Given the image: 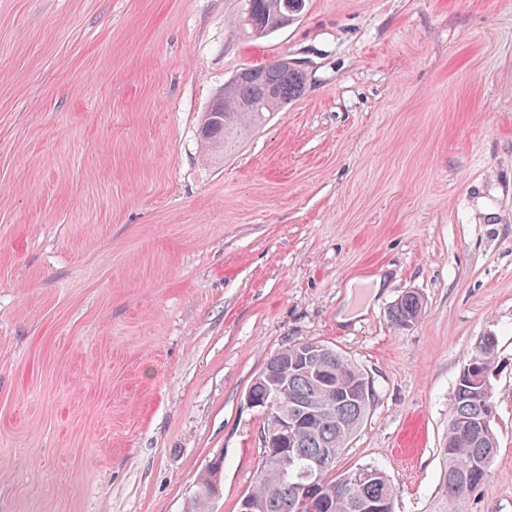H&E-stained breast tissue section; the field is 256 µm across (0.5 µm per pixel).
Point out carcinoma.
<instances>
[{"label":"carcinoma","mask_w":512,"mask_h":512,"mask_svg":"<svg viewBox=\"0 0 512 512\" xmlns=\"http://www.w3.org/2000/svg\"><path fill=\"white\" fill-rule=\"evenodd\" d=\"M305 0H245L241 23L255 38L282 29L285 17H294ZM307 76L282 57L260 67L239 71L224 85V91L205 112L199 138L211 149H224L230 138L266 120L273 112L304 95ZM423 303L412 295L401 296L388 312L398 330L415 325L422 317ZM495 338L484 336L469 360L492 365ZM301 350L288 346L278 351L288 361L283 373L288 393V415L297 423L293 448L285 456L265 447L255 481L248 491L251 512H306L296 499V485L310 460L329 452L339 455L365 419L371 402L351 397H331L324 393L315 375L293 367ZM334 373L344 386L366 379L354 363L337 350L327 356ZM493 403V388L484 370L461 373L450 400L448 435L439 448L443 469L432 512H467L470 496L490 476L497 454L494 430L485 428L486 412ZM216 492L210 470L199 477L188 512H207ZM396 492L385 472L375 465H364L336 474L327 468L321 477L320 506L315 512H362L359 504L376 501L394 505Z\"/></svg>","instance_id":"obj_1"}]
</instances>
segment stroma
I'll use <instances>...</instances> for the list:
<instances>
[{
	"instance_id": "stroma-1",
	"label": "stroma",
	"mask_w": 512,
	"mask_h": 512,
	"mask_svg": "<svg viewBox=\"0 0 512 512\" xmlns=\"http://www.w3.org/2000/svg\"><path fill=\"white\" fill-rule=\"evenodd\" d=\"M243 5L0 0V512H186L218 459L208 510L238 512L247 392L305 340L373 394L337 471L429 512L484 336L498 452L468 509L512 512V0H305L263 39ZM283 56L305 94L207 154L216 94ZM423 303L420 298L412 295H402L388 312L391 324L398 330L408 329L415 325L422 317ZM331 355L327 356L328 362L333 365L334 376L340 375L344 379V386L350 387L361 380H368L365 373L362 372L354 363L350 362L340 352L331 349Z\"/></svg>"
}]
</instances>
